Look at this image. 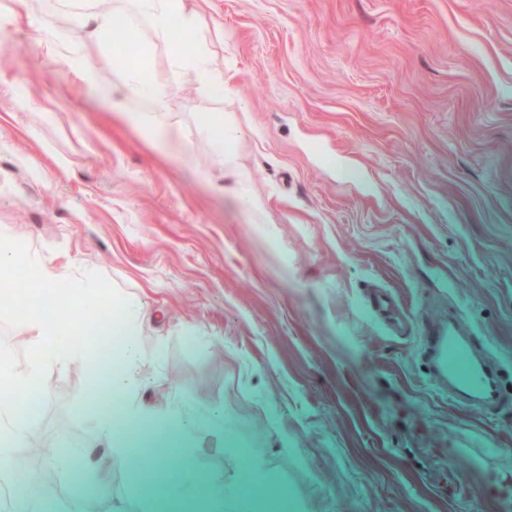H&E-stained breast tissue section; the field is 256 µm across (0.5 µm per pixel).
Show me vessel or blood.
I'll use <instances>...</instances> for the list:
<instances>
[{
  "label": "vessel or blood",
  "instance_id": "b4317fda",
  "mask_svg": "<svg viewBox=\"0 0 512 512\" xmlns=\"http://www.w3.org/2000/svg\"><path fill=\"white\" fill-rule=\"evenodd\" d=\"M421 343L431 377L447 387L452 403L468 407L500 402L502 368L484 359L482 337L443 323L428 326Z\"/></svg>",
  "mask_w": 512,
  "mask_h": 512
}]
</instances>
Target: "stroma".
Listing matches in <instances>:
<instances>
[{
  "instance_id": "35a3bbf8",
  "label": "stroma",
  "mask_w": 512,
  "mask_h": 512,
  "mask_svg": "<svg viewBox=\"0 0 512 512\" xmlns=\"http://www.w3.org/2000/svg\"><path fill=\"white\" fill-rule=\"evenodd\" d=\"M224 93L184 77L169 143L145 140L33 32L47 20L102 83L112 45L65 0H0V247L95 271L150 312L139 398L206 412L193 464L278 478L287 512H497L512 494V0H185ZM233 115L234 166L199 133ZM249 173L239 188L236 170ZM393 299L401 329L372 313ZM452 313L504 367L503 402L464 409L419 360ZM32 342L0 309V355ZM32 437L79 450V475L18 453L1 486L48 472L60 512L86 498L149 512L142 493L176 438L151 434L139 474L110 466L81 364L47 373ZM486 456L449 462V439Z\"/></svg>"
}]
</instances>
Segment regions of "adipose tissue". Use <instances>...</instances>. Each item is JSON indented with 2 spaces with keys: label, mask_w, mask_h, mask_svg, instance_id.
Listing matches in <instances>:
<instances>
[{
  "label": "adipose tissue",
  "mask_w": 512,
  "mask_h": 512,
  "mask_svg": "<svg viewBox=\"0 0 512 512\" xmlns=\"http://www.w3.org/2000/svg\"><path fill=\"white\" fill-rule=\"evenodd\" d=\"M94 2L84 0L86 9L82 15L83 24L89 26L94 35L110 39L114 17L120 14L127 19L130 30H137L140 23H147L154 38L167 44L170 52L172 74L168 82L148 83L144 80L146 58L131 60L126 47H118L114 62L125 72L120 110L131 125L154 136L164 134L163 114L184 75H191L201 90L223 88L222 77L209 69L204 54L186 55L181 46L169 41L172 20H179L185 32L196 29L197 17L187 12L184 0H114L113 8L108 12L96 10ZM141 99L148 101L147 109L136 108V101ZM22 268L35 271L31 284L34 299L19 295L17 272ZM62 293L78 302L83 319L90 323L96 322L98 315L110 306L109 292L102 280L89 274L70 277L56 270L47 259L20 248L0 250V308L11 311L17 324L30 333L34 346L25 373H16L5 359H0V472L9 470L15 455L27 448L32 430L33 415L18 408L16 395L43 400L48 370L65 369L76 360L84 368L90 388L108 382L112 399L120 401L116 407L112 406V400L101 401L96 414L97 430L111 453L118 455L119 465L133 463L137 451L129 439L116 431V418H123L131 426L142 424L175 429L180 441L178 453L186 463L175 478L164 464L155 465L149 489L160 512H168L173 505L179 512H261L260 504L242 497L236 477L222 478L211 482L208 488H201L200 476L191 460L197 452L196 434L199 429L209 426V418L190 417L176 408L158 417L141 410L137 381L132 372L133 365L143 356L139 336L147 313L141 302L133 297L126 298L120 306L119 319L109 330L110 335L121 337L127 354L126 367L116 372L104 347L70 339V330L65 324L47 317L48 304L54 303Z\"/></svg>",
  "instance_id": "adipose-tissue-1"
}]
</instances>
